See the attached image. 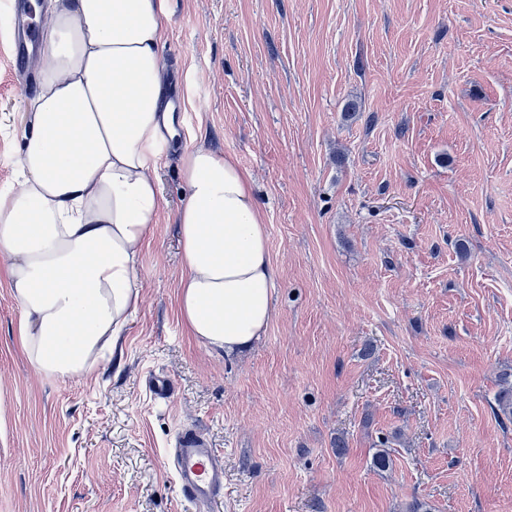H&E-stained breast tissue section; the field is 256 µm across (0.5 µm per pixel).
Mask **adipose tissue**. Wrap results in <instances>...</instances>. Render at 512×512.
<instances>
[{
    "mask_svg": "<svg viewBox=\"0 0 512 512\" xmlns=\"http://www.w3.org/2000/svg\"><path fill=\"white\" fill-rule=\"evenodd\" d=\"M40 87L25 100L14 167L0 190V268L20 305L30 365L59 379L107 355L142 302L138 266L178 135L160 48L168 0H43ZM180 319L233 357L264 336L277 280L250 175L204 144L180 154Z\"/></svg>",
    "mask_w": 512,
    "mask_h": 512,
    "instance_id": "1",
    "label": "adipose tissue"
}]
</instances>
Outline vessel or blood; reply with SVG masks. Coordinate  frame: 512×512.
<instances>
[{"label": "vessel or blood", "mask_w": 512, "mask_h": 512, "mask_svg": "<svg viewBox=\"0 0 512 512\" xmlns=\"http://www.w3.org/2000/svg\"><path fill=\"white\" fill-rule=\"evenodd\" d=\"M7 6L22 32V45L34 44V24L27 0H7ZM171 461L185 501L200 508L223 494L224 461L197 427H186L177 435Z\"/></svg>", "instance_id": "1"}]
</instances>
